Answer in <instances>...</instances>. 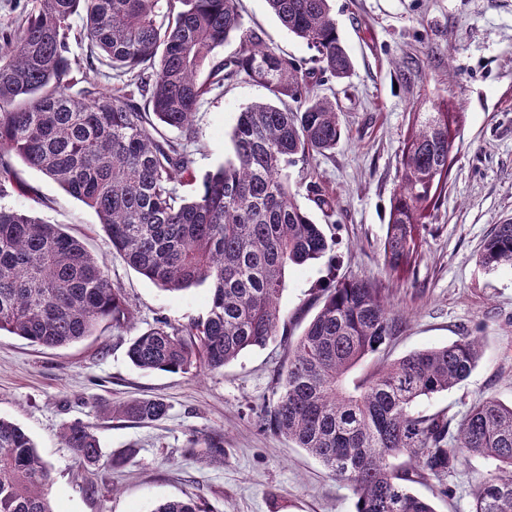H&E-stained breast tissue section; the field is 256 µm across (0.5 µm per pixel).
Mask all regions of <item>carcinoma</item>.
<instances>
[{"instance_id": "carcinoma-1", "label": "carcinoma", "mask_w": 512, "mask_h": 512, "mask_svg": "<svg viewBox=\"0 0 512 512\" xmlns=\"http://www.w3.org/2000/svg\"><path fill=\"white\" fill-rule=\"evenodd\" d=\"M266 2L316 52L318 67L307 70L244 30L238 0H29L0 31V195L17 185L15 155L93 208L112 249L163 290L210 284L206 317L185 326L160 320L130 341L134 366L214 372L281 337L288 357L261 423L345 482L354 512H435L409 484L450 474L471 456L490 465L472 512H512V405L479 400L459 416L414 411L419 399L470 376L478 339L383 361L350 383L347 374L401 328L381 290L353 278L323 290L319 311L291 341L279 305L286 270L321 258L334 242L299 204L290 169L340 142L339 106L315 87L323 76L350 77L353 64L330 0ZM76 18L83 60L70 56ZM232 36L238 52L215 58ZM103 58L119 79L112 86L87 77ZM237 77L263 86L267 100L239 113L232 156L185 196L180 188L197 180L193 114ZM456 124L444 99L413 114L383 241L391 272L416 263L420 227L447 184ZM479 262L512 267V221L496 225ZM130 317L124 288L101 258L60 226L0 207V331L55 348L92 335L103 320L121 328ZM168 411L161 397L99 406L131 423ZM62 437L81 465L99 462L91 425L69 423ZM186 453L222 463L224 436L192 439ZM50 478L31 437L0 418V512H53ZM151 512L206 510L189 498Z\"/></svg>"}]
</instances>
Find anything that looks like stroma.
<instances>
[{
  "label": "stroma",
  "instance_id": "stroma-1",
  "mask_svg": "<svg viewBox=\"0 0 512 512\" xmlns=\"http://www.w3.org/2000/svg\"><path fill=\"white\" fill-rule=\"evenodd\" d=\"M339 35L353 61L350 78L323 82L335 97L344 130L334 150L310 157L307 172L332 201L300 204L336 246L324 257L289 269L281 307L292 336L319 308L322 288L337 279H365L382 288L402 328L387 349L396 360L412 352L477 337L481 358L461 384L422 398L416 411L464 412L472 402H512V268L478 261L495 225L512 220V0H332ZM245 28L276 52L302 64L313 56L289 34L266 0H240ZM243 78L213 90L193 118L197 176L232 153L239 112L265 99ZM447 99L460 115L448 181L430 224L420 230L410 272L389 273L382 244L397 171L419 103ZM11 164L20 188L0 205L59 224L102 258L126 290L132 319L123 330L103 322L92 336L46 348L0 332V417L18 424L51 466L54 512H152L186 496L210 512H353L349 487L314 456L283 436L260 429L257 415L272 403L286 359L283 342L242 352L218 372L145 371L129 361L131 339L164 319L185 325L205 317L210 289L170 293L113 252L94 211L19 157ZM160 396L163 420L120 423L104 418V401ZM93 425L102 458L84 467L66 446L64 425ZM224 436V461L185 455L192 437ZM488 471L474 457L445 477L413 483L436 512H471L478 480Z\"/></svg>",
  "mask_w": 512,
  "mask_h": 512
}]
</instances>
